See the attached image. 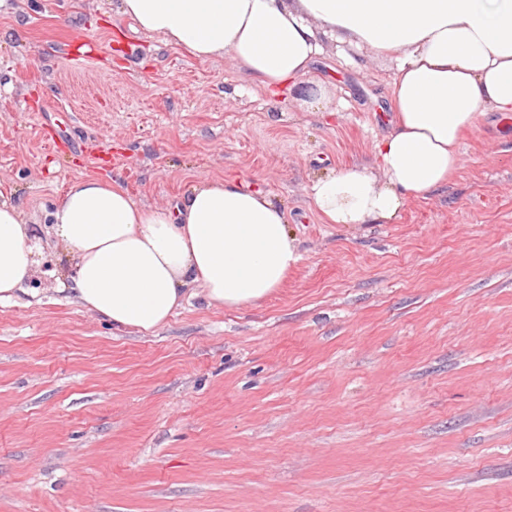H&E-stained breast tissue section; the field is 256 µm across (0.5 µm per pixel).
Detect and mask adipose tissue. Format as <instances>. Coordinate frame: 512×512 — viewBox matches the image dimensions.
<instances>
[{
    "mask_svg": "<svg viewBox=\"0 0 512 512\" xmlns=\"http://www.w3.org/2000/svg\"><path fill=\"white\" fill-rule=\"evenodd\" d=\"M135 29L206 61L230 55L273 95L295 85L334 35L395 63L393 130L374 164L309 183L328 224H388L447 187L463 135L487 113L512 120V0H119ZM73 259L72 291L113 326L149 333L189 294L238 309L281 288L301 260L285 213L234 178L207 179L171 206L144 207L114 179H74L52 214ZM35 265L32 229L0 196V302Z\"/></svg>",
    "mask_w": 512,
    "mask_h": 512,
    "instance_id": "1",
    "label": "adipose tissue"
}]
</instances>
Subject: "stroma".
<instances>
[{"label": "stroma", "instance_id": "35a3bbf8", "mask_svg": "<svg viewBox=\"0 0 512 512\" xmlns=\"http://www.w3.org/2000/svg\"><path fill=\"white\" fill-rule=\"evenodd\" d=\"M115 5L0 0V193L39 244L0 304V512H512V126L483 118L394 223L326 224L307 186L371 163L392 67L330 40L272 97ZM87 175L150 207L238 178L302 259L255 305L114 329L61 292L50 233Z\"/></svg>", "mask_w": 512, "mask_h": 512}]
</instances>
